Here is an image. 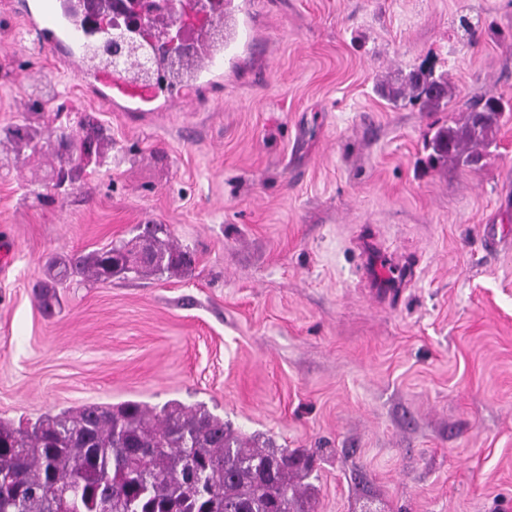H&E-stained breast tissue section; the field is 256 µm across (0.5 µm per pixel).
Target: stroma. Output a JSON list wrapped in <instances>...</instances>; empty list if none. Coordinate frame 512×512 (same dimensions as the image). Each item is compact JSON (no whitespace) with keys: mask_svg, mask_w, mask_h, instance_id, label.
<instances>
[{"mask_svg":"<svg viewBox=\"0 0 512 512\" xmlns=\"http://www.w3.org/2000/svg\"><path fill=\"white\" fill-rule=\"evenodd\" d=\"M0 0V129L112 150L60 190L57 159L0 146V420L135 400L204 405L260 447L311 457L314 512H512V116L480 169L429 166L466 103L512 104V0H251L249 51L202 108L116 112ZM427 112L382 88L422 63ZM164 224L178 276L58 289L47 264ZM409 264L392 304L362 241ZM405 87L397 88L389 93L394 102L408 91V98L415 102H421L424 107H439L441 103L448 104V80L442 77L435 78L431 72L422 67L411 71L404 83Z\"/></svg>","mask_w":512,"mask_h":512,"instance_id":"1","label":"stroma"}]
</instances>
